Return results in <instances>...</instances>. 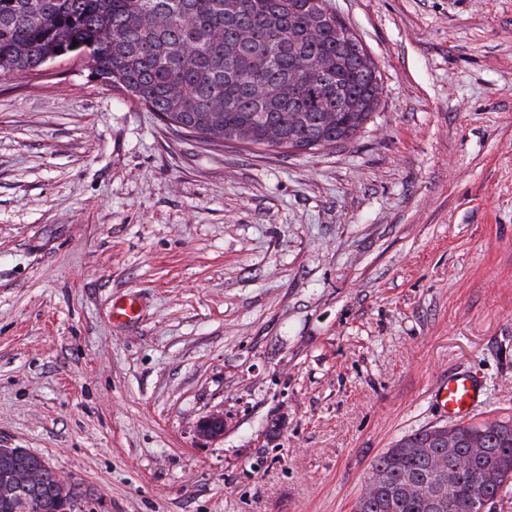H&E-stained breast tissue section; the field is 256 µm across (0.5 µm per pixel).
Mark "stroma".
<instances>
[{
	"label": "stroma",
	"mask_w": 512,
	"mask_h": 512,
	"mask_svg": "<svg viewBox=\"0 0 512 512\" xmlns=\"http://www.w3.org/2000/svg\"><path fill=\"white\" fill-rule=\"evenodd\" d=\"M328 3L381 74L336 148L203 143L78 56L0 78V448L84 512H353L448 373L512 416V0Z\"/></svg>",
	"instance_id": "stroma-1"
}]
</instances>
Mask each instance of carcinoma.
<instances>
[{
	"mask_svg": "<svg viewBox=\"0 0 512 512\" xmlns=\"http://www.w3.org/2000/svg\"><path fill=\"white\" fill-rule=\"evenodd\" d=\"M0 0V77L32 59L87 55L98 78L166 125L214 145L318 150L350 142L379 105V70L327 0ZM250 40L234 53L240 27ZM340 59L320 81L304 70ZM269 85L278 94L256 99ZM44 457L0 449V474L44 468L31 512H83L81 484L61 487ZM512 481V419L455 422L406 435L378 456L355 512H486Z\"/></svg>",
	"mask_w": 512,
	"mask_h": 512,
	"instance_id": "obj_1",
	"label": "carcinoma"
}]
</instances>
